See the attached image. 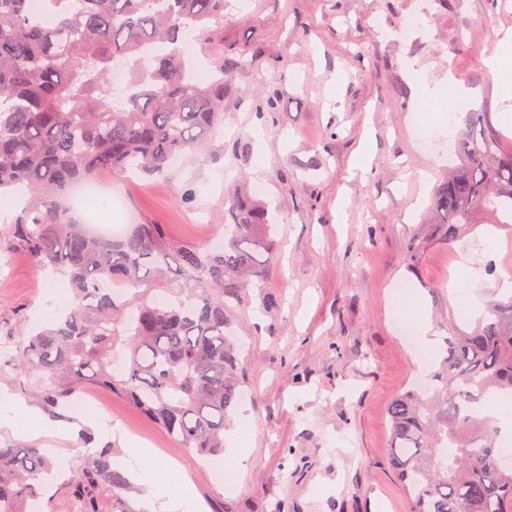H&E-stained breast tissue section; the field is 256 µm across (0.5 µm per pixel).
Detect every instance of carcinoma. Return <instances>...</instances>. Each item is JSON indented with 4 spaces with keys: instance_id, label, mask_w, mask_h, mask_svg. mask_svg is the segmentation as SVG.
<instances>
[{
    "instance_id": "obj_1",
    "label": "carcinoma",
    "mask_w": 512,
    "mask_h": 512,
    "mask_svg": "<svg viewBox=\"0 0 512 512\" xmlns=\"http://www.w3.org/2000/svg\"><path fill=\"white\" fill-rule=\"evenodd\" d=\"M223 0H66L36 18L31 0H0V193L30 201L0 251L21 249L69 278L73 306L49 329L9 338L15 369L36 378L55 409L88 380L129 398L187 448L224 453V431L242 391L241 351L226 311L263 274L275 248L268 211L240 196L219 249L170 241L161 225L137 224L118 239L90 232L62 209L73 187L103 173L146 174L202 149L224 122L230 71L210 42L218 74L186 77L184 37L209 38ZM161 44L154 66L132 69ZM130 80L114 87L112 72ZM512 223V151L493 128L472 130L456 171L432 193L430 223L452 243L477 213ZM424 388L389 404L392 453L410 512H512V468L500 464L488 397L512 399V295L493 292L471 326L444 327ZM112 446L91 452L58 489L80 512H137ZM54 465L43 448L0 444V512H24L42 497Z\"/></svg>"
}]
</instances>
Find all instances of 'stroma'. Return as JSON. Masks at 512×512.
<instances>
[{"mask_svg":"<svg viewBox=\"0 0 512 512\" xmlns=\"http://www.w3.org/2000/svg\"><path fill=\"white\" fill-rule=\"evenodd\" d=\"M510 26L500 0H224L214 39L247 63L228 82L223 130L164 173L107 174L95 187L102 221L159 224L185 244L219 236L243 191L276 215L278 257L228 313L249 395L234 421L252 431H225L224 451L245 449V468L224 487L209 459L105 386L85 395L106 431L70 409L44 411L46 427L1 429L0 442L47 448L75 467L91 449L82 432L119 454L138 439L157 455L161 485L204 512H409L389 465L387 408L425 373L397 330L392 294L407 288L413 319L435 322L440 309L468 321L448 299L455 249L423 218L474 113L512 147L502 120L512 97L487 65ZM419 77L472 93L452 113L451 137L427 151ZM269 91L276 102L262 121L253 102ZM461 241L467 260L491 252L500 262L512 226L481 224ZM42 275L24 251L0 254V338L33 325L51 288Z\"/></svg>","mask_w":512,"mask_h":512,"instance_id":"35a3bbf8","label":"stroma"}]
</instances>
